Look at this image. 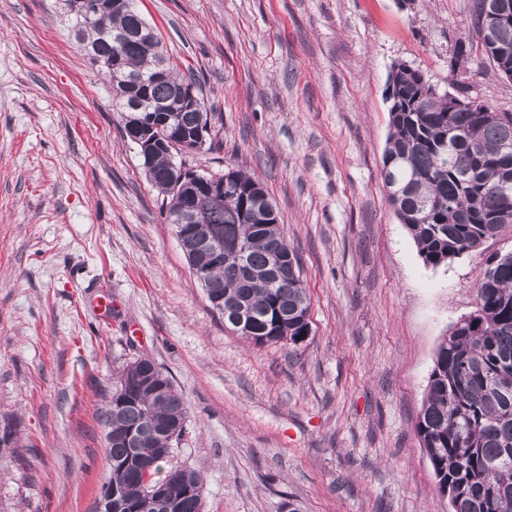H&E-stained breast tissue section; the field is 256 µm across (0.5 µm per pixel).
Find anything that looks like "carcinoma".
<instances>
[{
	"instance_id": "cac0c4a2",
	"label": "carcinoma",
	"mask_w": 512,
	"mask_h": 512,
	"mask_svg": "<svg viewBox=\"0 0 512 512\" xmlns=\"http://www.w3.org/2000/svg\"><path fill=\"white\" fill-rule=\"evenodd\" d=\"M68 20L76 41L98 54L105 74L112 75V56L123 55L112 101L124 137L131 138L135 120L148 128L164 124L173 134L211 129L208 112L183 103L181 89L195 79L177 72L136 6L107 10L90 23L77 15ZM474 24L493 71L512 78V0H476ZM129 32L138 37L116 42ZM142 89L141 110L133 114L130 95ZM387 100L390 134L381 176L424 264L446 265L512 226V219L496 216L504 189L512 190V160L499 156L505 137H512V112L483 102L472 109L463 88L441 94L405 64L392 72ZM139 155L160 196L161 215L175 226L193 274L224 323L241 311L242 337L256 344L304 342L311 303L302 279L281 288L269 276L278 250L296 271L301 266L281 225L267 222L265 204L274 201L263 183L243 170H225L220 177L232 189L208 203L204 223L193 224L198 187L193 167L176 160V144L163 137ZM239 253L249 277L229 269ZM101 418L110 467L101 496H112V512H203L200 473L168 464L186 432L187 406L154 359L139 355L116 370ZM416 431L435 477L456 492V512H512V253L487 258L475 310L438 345Z\"/></svg>"
}]
</instances>
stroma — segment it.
<instances>
[{"label":"stroma","mask_w":512,"mask_h":512,"mask_svg":"<svg viewBox=\"0 0 512 512\" xmlns=\"http://www.w3.org/2000/svg\"><path fill=\"white\" fill-rule=\"evenodd\" d=\"M473 3L138 0L224 142L193 165L259 177L300 260L311 332L260 346L212 310L60 0H0V512H95L100 413L139 355L187 403L171 461L202 474L204 512H449L415 422L512 226L425 266L381 164L395 64L512 112L482 53L450 67Z\"/></svg>","instance_id":"obj_1"}]
</instances>
